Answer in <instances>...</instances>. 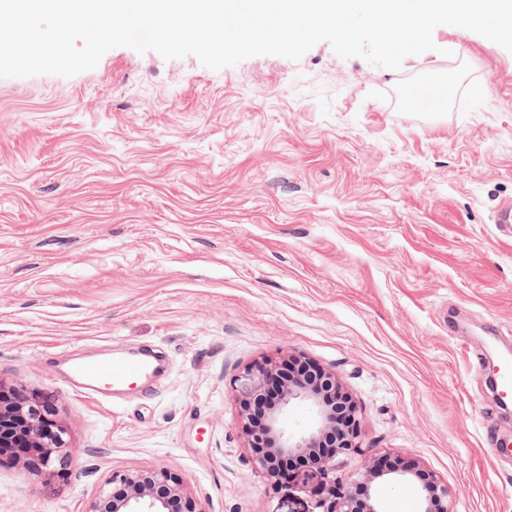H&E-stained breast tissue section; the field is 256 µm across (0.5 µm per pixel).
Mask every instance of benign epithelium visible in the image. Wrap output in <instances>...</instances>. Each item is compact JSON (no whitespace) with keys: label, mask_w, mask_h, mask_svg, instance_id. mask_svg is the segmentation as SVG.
Instances as JSON below:
<instances>
[{"label":"benign epithelium","mask_w":512,"mask_h":512,"mask_svg":"<svg viewBox=\"0 0 512 512\" xmlns=\"http://www.w3.org/2000/svg\"><path fill=\"white\" fill-rule=\"evenodd\" d=\"M276 376L275 364H255L245 368L235 379L240 417L247 436L248 448L253 450L256 466L271 479H281L279 465L296 454L317 452L324 475L335 465L336 457L358 452L360 431L356 418L333 448L321 447L329 414L319 391L301 380L285 384L277 403L265 418L254 423L249 417V406L264 395L265 388ZM293 403H306L316 412L314 426L304 432H291L284 425V414ZM65 430L49 413L47 400L38 393L21 388L0 387V452L28 469H65L71 461L66 451ZM384 481L415 492L421 502V512H450L451 492L448 484L436 474L412 459L388 457L368 462L365 471L349 479V485L360 484L364 496L358 498L351 491H343L325 483L312 488L321 508L329 500L327 512H381L374 489ZM119 485L124 495L116 499L112 486ZM89 512H198L189 496L184 481L167 470H129L114 472L106 480L92 502Z\"/></svg>","instance_id":"benign-epithelium-1"}]
</instances>
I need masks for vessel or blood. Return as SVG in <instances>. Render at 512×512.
Returning a JSON list of instances; mask_svg holds the SVG:
<instances>
[{"label":"vessel or blood","mask_w":512,"mask_h":512,"mask_svg":"<svg viewBox=\"0 0 512 512\" xmlns=\"http://www.w3.org/2000/svg\"><path fill=\"white\" fill-rule=\"evenodd\" d=\"M57 371L66 382L107 403L127 397L150 400L164 376L162 362L147 351L79 353L59 362ZM493 371L499 400L512 402V359L501 358Z\"/></svg>","instance_id":"b4317fda"}]
</instances>
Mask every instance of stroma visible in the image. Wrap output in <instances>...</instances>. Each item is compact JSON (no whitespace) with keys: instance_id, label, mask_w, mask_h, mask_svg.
Segmentation results:
<instances>
[{"instance_id":"obj_1","label":"stroma","mask_w":512,"mask_h":512,"mask_svg":"<svg viewBox=\"0 0 512 512\" xmlns=\"http://www.w3.org/2000/svg\"><path fill=\"white\" fill-rule=\"evenodd\" d=\"M399 69L321 42L214 71L117 47L71 78L0 79V385L43 394L64 474L0 456V512H88L112 472L181 477L199 512H311L255 467L233 381L334 371L371 458L418 460L453 512H512V436L475 371L512 352V53L437 27ZM446 83L439 112L402 91ZM156 347L158 395L77 393L50 355Z\"/></svg>"}]
</instances>
